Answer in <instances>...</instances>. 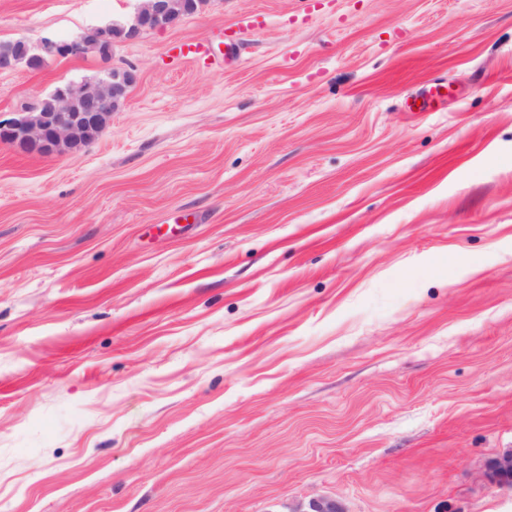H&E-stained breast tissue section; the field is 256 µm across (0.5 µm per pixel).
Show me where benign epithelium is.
<instances>
[{
    "label": "benign epithelium",
    "instance_id": "1",
    "mask_svg": "<svg viewBox=\"0 0 512 512\" xmlns=\"http://www.w3.org/2000/svg\"><path fill=\"white\" fill-rule=\"evenodd\" d=\"M205 0H140L132 18L121 27L106 25L86 30L67 41L44 39L33 43L23 37L0 43V72L17 68L21 59L76 57L92 49H108L118 42L137 39L142 33L162 30L179 23L202 8ZM136 81L135 71L112 67L88 82L57 87L42 101L40 112H21L19 117L0 120V142L25 153L51 155L62 148H80L98 136L110 122L112 112L123 103ZM489 478L501 487L512 486V451L494 458ZM293 512H345L340 501L312 498Z\"/></svg>",
    "mask_w": 512,
    "mask_h": 512
}]
</instances>
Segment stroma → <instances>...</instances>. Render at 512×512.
I'll return each instance as SVG.
<instances>
[{"instance_id": "35a3bbf8", "label": "stroma", "mask_w": 512, "mask_h": 512, "mask_svg": "<svg viewBox=\"0 0 512 512\" xmlns=\"http://www.w3.org/2000/svg\"><path fill=\"white\" fill-rule=\"evenodd\" d=\"M137 6L0 0V41ZM111 64L93 142L0 143V512H512V0H206L0 118ZM489 478L501 487L512 486V451L494 458L488 467Z\"/></svg>"}]
</instances>
